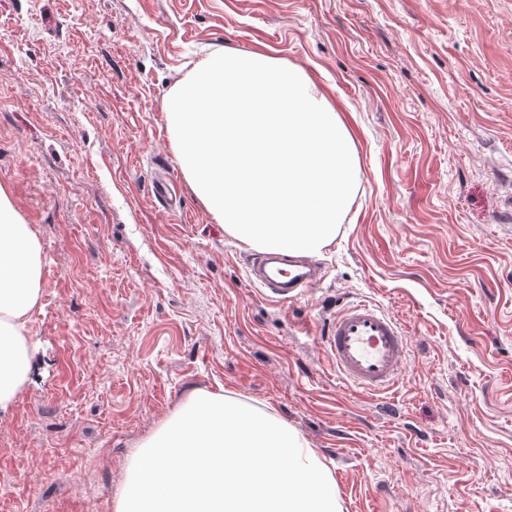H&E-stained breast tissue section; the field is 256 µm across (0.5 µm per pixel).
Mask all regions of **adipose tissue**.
I'll use <instances>...</instances> for the list:
<instances>
[{
  "instance_id": "ef3b65f1",
  "label": "adipose tissue",
  "mask_w": 512,
  "mask_h": 512,
  "mask_svg": "<svg viewBox=\"0 0 512 512\" xmlns=\"http://www.w3.org/2000/svg\"><path fill=\"white\" fill-rule=\"evenodd\" d=\"M40 288L39 242L0 188V409L13 402L28 377L26 322Z\"/></svg>"
}]
</instances>
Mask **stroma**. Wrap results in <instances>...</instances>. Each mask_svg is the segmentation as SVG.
<instances>
[{
  "instance_id": "35a3bbf8",
  "label": "stroma",
  "mask_w": 512,
  "mask_h": 512,
  "mask_svg": "<svg viewBox=\"0 0 512 512\" xmlns=\"http://www.w3.org/2000/svg\"><path fill=\"white\" fill-rule=\"evenodd\" d=\"M224 48L301 67L355 140L301 299L250 281L172 146L167 98ZM0 187L42 256L0 512H113L203 391L295 428L343 512H512V0H0ZM358 299L404 327L392 395L318 344Z\"/></svg>"
}]
</instances>
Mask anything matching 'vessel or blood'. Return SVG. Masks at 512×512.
Segmentation results:
<instances>
[{
    "label": "vessel or blood",
    "mask_w": 512,
    "mask_h": 512,
    "mask_svg": "<svg viewBox=\"0 0 512 512\" xmlns=\"http://www.w3.org/2000/svg\"><path fill=\"white\" fill-rule=\"evenodd\" d=\"M319 264L307 255L263 253L254 257L251 280L279 301L308 294L318 281ZM319 343L346 384L377 394L396 386L407 360L399 323L378 305L354 301L330 321Z\"/></svg>",
    "instance_id": "b4317fda"
}]
</instances>
